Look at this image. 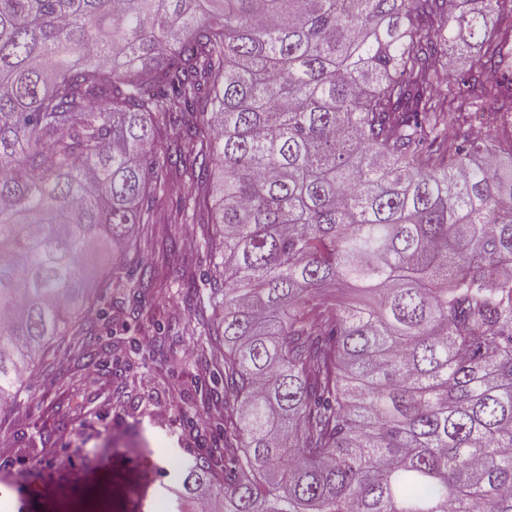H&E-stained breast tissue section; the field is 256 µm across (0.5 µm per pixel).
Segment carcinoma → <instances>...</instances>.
Masks as SVG:
<instances>
[{
  "instance_id": "obj_1",
  "label": "carcinoma",
  "mask_w": 512,
  "mask_h": 512,
  "mask_svg": "<svg viewBox=\"0 0 512 512\" xmlns=\"http://www.w3.org/2000/svg\"><path fill=\"white\" fill-rule=\"evenodd\" d=\"M505 69L512 0H0V404L175 176L218 228L224 451L170 512H512ZM488 105L503 142L466 124ZM113 453L145 449L85 467Z\"/></svg>"
}]
</instances>
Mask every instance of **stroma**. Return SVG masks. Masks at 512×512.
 <instances>
[{"label": "stroma", "mask_w": 512, "mask_h": 512, "mask_svg": "<svg viewBox=\"0 0 512 512\" xmlns=\"http://www.w3.org/2000/svg\"><path fill=\"white\" fill-rule=\"evenodd\" d=\"M181 197L170 182L154 221L138 225L123 264L129 275L117 288H92L96 302L77 313L75 330L45 349L21 394V408L0 405V470L18 468L41 449L54 464L79 470L82 448L147 442L150 456L129 467L114 459L110 474L122 481L165 457L180 460L224 445V385L217 376L223 345L213 333L223 314L208 302L219 273L214 232L177 223ZM193 247H185V238ZM95 354L94 381L74 359ZM73 385H64V378Z\"/></svg>", "instance_id": "35a3bbf8"}]
</instances>
